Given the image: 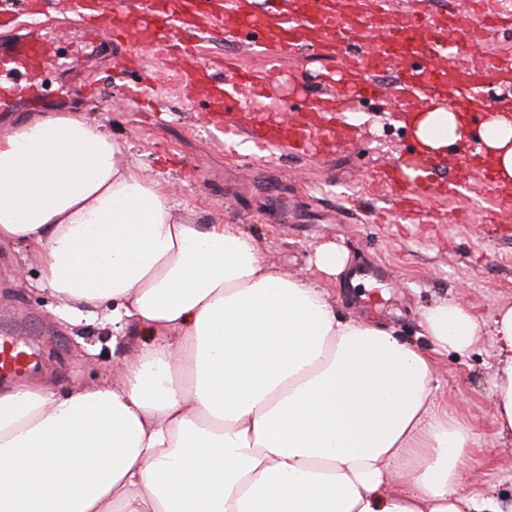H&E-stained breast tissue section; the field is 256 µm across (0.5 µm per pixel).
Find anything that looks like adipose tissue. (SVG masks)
I'll return each mask as SVG.
<instances>
[{"instance_id":"adipose-tissue-1","label":"adipose tissue","mask_w":512,"mask_h":512,"mask_svg":"<svg viewBox=\"0 0 512 512\" xmlns=\"http://www.w3.org/2000/svg\"><path fill=\"white\" fill-rule=\"evenodd\" d=\"M408 125L428 155L470 134L441 102ZM479 137L511 186L512 118ZM127 151L77 112L0 135V244L24 245L62 319L141 335L117 385L0 386V512H503L464 486L472 430L438 406L431 352L342 315L238 225L179 223ZM421 326L460 354L490 330L512 439V303L483 325L443 300Z\"/></svg>"}]
</instances>
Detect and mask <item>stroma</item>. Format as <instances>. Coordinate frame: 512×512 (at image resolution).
<instances>
[{
  "label": "stroma",
  "instance_id": "35a3bbf8",
  "mask_svg": "<svg viewBox=\"0 0 512 512\" xmlns=\"http://www.w3.org/2000/svg\"><path fill=\"white\" fill-rule=\"evenodd\" d=\"M147 70L115 74L107 58L97 57L81 69L60 64L44 74L45 100L18 113H0V135L35 111H81L105 125L112 136L132 144L131 160L147 176L167 182L176 213L189 224H235L257 242L262 257L286 274L326 288L342 313L373 320L399 338L424 350L433 345L419 325L433 303L461 300L479 321L512 301V235L495 238L482 220L483 201L435 197L430 214L443 224H412L400 219L369 223L375 209L386 207L372 174L388 161L409 158L414 139L401 125L391 101L374 100L358 110L360 137L308 158L279 153L253 158L234 153L203 124L208 100L185 97L178 76L152 51H143ZM329 62L303 51L287 63V83L279 110L292 116L310 76ZM149 81L164 121L136 111L124 95L125 85ZM465 210L469 220L452 224L451 212ZM333 241L349 254V274L328 277L314 264L316 248ZM35 267H21L16 246L0 247V313L21 326L40 357L34 378L51 380L58 392L119 380L118 362L132 358L135 330L120 347L112 345L111 327L97 322L62 323L60 300L38 286ZM499 363L490 332H483L465 354L435 353L433 385L441 404L461 413L471 425L473 457L465 485L492 491L503 507L512 506V446L496 434L492 383Z\"/></svg>",
  "mask_w": 512,
  "mask_h": 512
}]
</instances>
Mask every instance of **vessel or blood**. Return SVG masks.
Wrapping results in <instances>:
<instances>
[{
	"label": "vessel or blood",
	"instance_id": "1",
	"mask_svg": "<svg viewBox=\"0 0 512 512\" xmlns=\"http://www.w3.org/2000/svg\"><path fill=\"white\" fill-rule=\"evenodd\" d=\"M99 4L113 36L105 38L98 28L85 27L75 51L84 57L111 51L113 60L126 70L137 65L143 44L169 65L180 67L181 31L190 11L206 18L197 38L219 31L225 41L264 54L270 66L261 71L225 63L222 84L207 95L215 107L237 113L231 126L234 134L246 136L253 148L270 154L316 152L320 134L314 129L315 115L345 123V99L379 97L383 88L374 77L384 70L396 75L390 91L398 111H414L424 100L451 92L466 104L475 126L485 117L489 84L512 78L508 53L485 55L477 67L459 69L457 62L465 55L456 38L462 18L452 8L441 13L430 10L428 0H223L219 10L211 9V0H99ZM471 5L479 14L470 29L475 37L491 34L494 20L506 11L503 0H471ZM398 10L404 15L400 22L394 18ZM308 48L337 60L338 67L320 75L322 91L308 101L306 114L289 126L276 111L255 118L257 102L282 86L281 63ZM52 59L48 40L38 33L0 39V112L13 111L21 100L39 103L42 71ZM378 177L390 188L404 191L409 203L438 190L428 171L411 180L391 166L379 171ZM479 185L492 192L491 212L512 206V200L497 193L494 173L486 166L467 180L448 185L447 192L467 198ZM35 355V348L22 339L0 336L1 375L25 372Z\"/></svg>",
	"mask_w": 512,
	"mask_h": 512
}]
</instances>
